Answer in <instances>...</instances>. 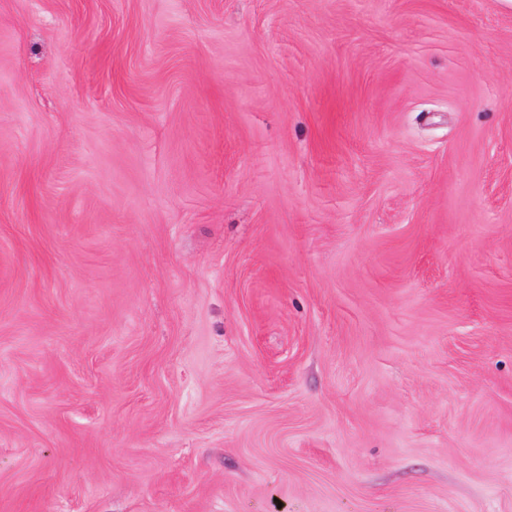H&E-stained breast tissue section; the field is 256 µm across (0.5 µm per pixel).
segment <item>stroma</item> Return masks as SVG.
<instances>
[{
    "label": "stroma",
    "mask_w": 512,
    "mask_h": 512,
    "mask_svg": "<svg viewBox=\"0 0 512 512\" xmlns=\"http://www.w3.org/2000/svg\"><path fill=\"white\" fill-rule=\"evenodd\" d=\"M512 512V6L0 0V512Z\"/></svg>",
    "instance_id": "stroma-1"
}]
</instances>
